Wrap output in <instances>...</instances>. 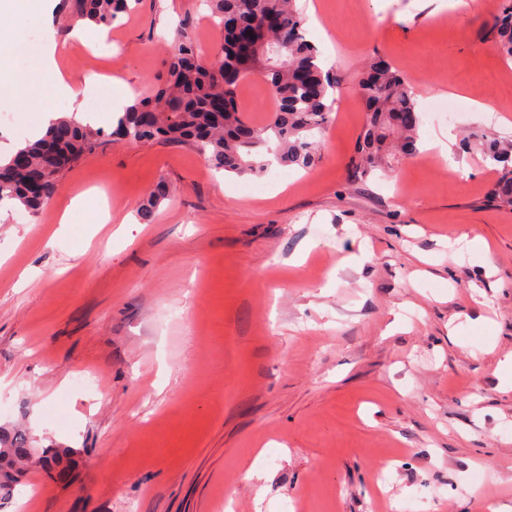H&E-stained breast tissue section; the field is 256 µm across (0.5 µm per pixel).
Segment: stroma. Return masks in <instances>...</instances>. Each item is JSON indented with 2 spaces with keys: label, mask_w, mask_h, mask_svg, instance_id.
<instances>
[{
  "label": "stroma",
  "mask_w": 512,
  "mask_h": 512,
  "mask_svg": "<svg viewBox=\"0 0 512 512\" xmlns=\"http://www.w3.org/2000/svg\"><path fill=\"white\" fill-rule=\"evenodd\" d=\"M298 6L347 98L314 165L261 194L191 148L110 136L135 92L155 88L182 19L202 56L215 52L199 0H139L91 27L89 46L55 6L62 70L81 98L93 75L112 97L96 112L103 144L47 206L0 212V425L80 463L63 477L32 466L0 512L512 506V390L498 369L512 353V210L487 205L498 174L461 144L475 131L512 139L499 122L512 120V82L486 37L501 0ZM42 34L29 12L0 50L2 156L45 110L69 107L52 93L20 101ZM374 58L410 80L421 140L452 136L457 177L422 151L350 179L366 120L355 88ZM160 180L170 195L142 223ZM85 373L96 393L76 386Z\"/></svg>",
  "instance_id": "obj_1"
}]
</instances>
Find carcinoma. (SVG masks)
<instances>
[{
    "instance_id": "obj_1",
    "label": "carcinoma",
    "mask_w": 512,
    "mask_h": 512,
    "mask_svg": "<svg viewBox=\"0 0 512 512\" xmlns=\"http://www.w3.org/2000/svg\"><path fill=\"white\" fill-rule=\"evenodd\" d=\"M220 22L223 41L208 57L199 56L189 35L170 48L164 87L136 97L116 119L112 134L128 142L162 139L189 145L217 171L258 175L272 163L308 168L315 160L336 100V81L324 69L317 46L305 36V18L295 0H206ZM69 17L90 25L112 22L128 8V0H64ZM280 16L277 31L264 35L265 51L249 64L239 63L233 25L257 28L263 12ZM499 57L512 62V0L489 31ZM258 75L273 101L265 123L257 126L245 115L239 87ZM367 107L361 145L349 161L352 177L362 179L384 169L393 153L416 150L419 117L408 79L392 64L373 63L360 82ZM484 160L498 167V179L487 202L512 209V142L494 134L475 136ZM100 132L63 117L18 152L28 167L17 170L0 164V203L15 202L37 213L53 196L62 173L91 155ZM169 196L163 181L140 211L146 222L155 206ZM73 448H38L17 426L0 425V506L20 493L24 472L33 460L46 466L76 464Z\"/></svg>"
}]
</instances>
